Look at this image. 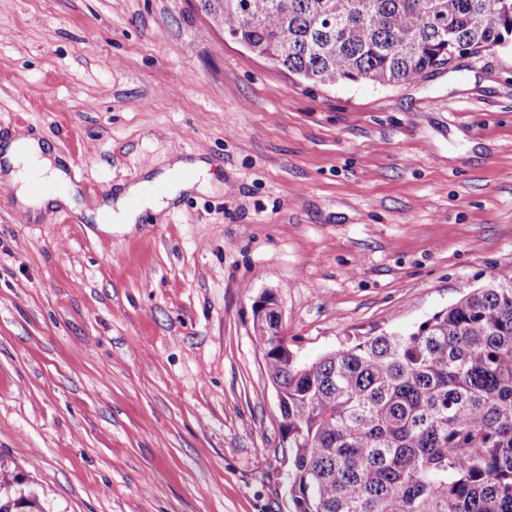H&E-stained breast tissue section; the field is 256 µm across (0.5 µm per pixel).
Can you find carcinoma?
Segmentation results:
<instances>
[{
	"label": "carcinoma",
	"mask_w": 512,
	"mask_h": 512,
	"mask_svg": "<svg viewBox=\"0 0 512 512\" xmlns=\"http://www.w3.org/2000/svg\"><path fill=\"white\" fill-rule=\"evenodd\" d=\"M211 24L322 85L392 86L512 48V0H199ZM254 334L290 449L293 512H512V275L407 333L300 363L274 297ZM0 469V512H32Z\"/></svg>",
	"instance_id": "carcinoma-1"
}]
</instances>
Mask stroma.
Masks as SVG:
<instances>
[{
  "mask_svg": "<svg viewBox=\"0 0 512 512\" xmlns=\"http://www.w3.org/2000/svg\"><path fill=\"white\" fill-rule=\"evenodd\" d=\"M70 163L80 209L0 191V462L46 512H291L253 340L299 362L416 328L512 274V49L321 85L199 0H0V138ZM208 165L128 233L102 197Z\"/></svg>",
  "mask_w": 512,
  "mask_h": 512,
  "instance_id": "35a3bbf8",
  "label": "stroma"
}]
</instances>
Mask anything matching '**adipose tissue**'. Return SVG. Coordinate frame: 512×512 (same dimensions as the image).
<instances>
[{"label":"adipose tissue","mask_w":512,"mask_h":512,"mask_svg":"<svg viewBox=\"0 0 512 512\" xmlns=\"http://www.w3.org/2000/svg\"><path fill=\"white\" fill-rule=\"evenodd\" d=\"M207 165L202 161L176 160L159 174L157 181H143L124 188L116 200L101 201L96 215H107L108 225L130 229L143 210L161 213L179 191L193 188L204 176ZM66 166L58 161L48 145L28 134L17 132L0 142V180L10 185L21 207L43 209L56 199L33 190L34 180L63 181Z\"/></svg>","instance_id":"obj_1"}]
</instances>
